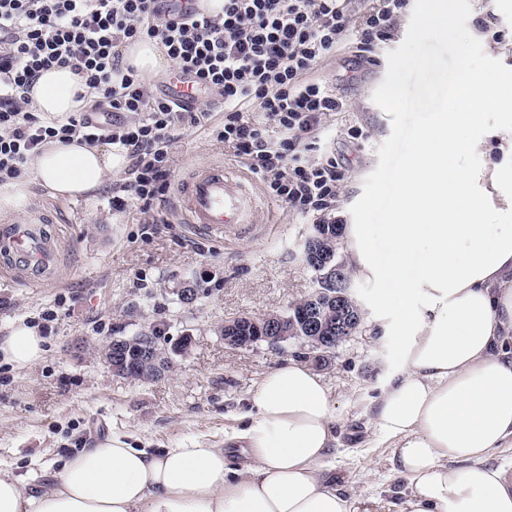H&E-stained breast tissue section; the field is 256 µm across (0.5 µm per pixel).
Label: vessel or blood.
I'll list each match as a JSON object with an SVG mask.
<instances>
[{
    "mask_svg": "<svg viewBox=\"0 0 512 512\" xmlns=\"http://www.w3.org/2000/svg\"><path fill=\"white\" fill-rule=\"evenodd\" d=\"M167 91L186 103L203 93L187 76L171 72ZM178 207L187 223L215 235H225L252 223L257 196L244 182L230 177L222 166L195 167L178 186ZM61 242L40 222L8 224L0 228V269L29 283L49 282L58 267Z\"/></svg>",
    "mask_w": 512,
    "mask_h": 512,
    "instance_id": "obj_1",
    "label": "vessel or blood"
}]
</instances>
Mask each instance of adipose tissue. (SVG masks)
I'll return each mask as SVG.
<instances>
[{"mask_svg":"<svg viewBox=\"0 0 512 512\" xmlns=\"http://www.w3.org/2000/svg\"><path fill=\"white\" fill-rule=\"evenodd\" d=\"M83 90L70 69L55 68L31 98L49 118L90 107ZM505 96L511 86L486 78L458 82L405 158L384 223L347 227L354 273L421 295L427 312L392 310L400 366L373 413L394 471L408 481L399 512H512V482L485 462L512 446V200L496 206L479 176L452 162L458 147L478 148L468 131ZM126 164L108 147L51 144L25 178L0 188V207L11 208L32 181L63 198L97 193ZM43 343L20 324L0 337V357L28 368ZM246 402L236 435L246 463L235 476L224 449L195 442L154 453L112 435L37 489L0 470V512H388L383 497L349 493L324 475L336 414L308 364L270 369Z\"/></svg>","mask_w":512,"mask_h":512,"instance_id":"obj_1","label":"adipose tissue"}]
</instances>
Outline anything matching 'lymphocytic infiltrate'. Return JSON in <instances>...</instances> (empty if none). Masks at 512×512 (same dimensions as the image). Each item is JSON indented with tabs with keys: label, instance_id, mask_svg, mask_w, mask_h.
<instances>
[{
	"label": "lymphocytic infiltrate",
	"instance_id": "f902f5d3",
	"mask_svg": "<svg viewBox=\"0 0 512 512\" xmlns=\"http://www.w3.org/2000/svg\"><path fill=\"white\" fill-rule=\"evenodd\" d=\"M224 0L222 14L166 15L156 0H0V185L23 177L49 143L74 140L125 150L128 181L113 185L109 206L150 208L170 186L175 130L200 126L195 108L157 93L152 79L122 61V47L149 38L176 69L191 72L224 108L225 146L289 209L317 223L337 218L341 175L335 158L310 160L327 116L344 98L315 73L349 37L372 51L393 36L407 0ZM67 67L118 114L94 122L89 111L41 119L30 92L43 71Z\"/></svg>",
	"mask_w": 512,
	"mask_h": 512
}]
</instances>
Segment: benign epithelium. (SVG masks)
Segmentation results:
<instances>
[{"instance_id":"obj_1","label":"benign epithelium","mask_w":512,"mask_h":512,"mask_svg":"<svg viewBox=\"0 0 512 512\" xmlns=\"http://www.w3.org/2000/svg\"><path fill=\"white\" fill-rule=\"evenodd\" d=\"M331 238V230H315L310 233L304 243L303 258L305 263H323L329 272L336 273V292L329 293L317 290L308 299V307L300 317H288L282 313H269L260 317L239 315L224 321V342L231 346L245 345L244 338L251 331L272 346H280L288 340L291 330L288 323L300 321V334L309 342V353L320 359L318 366H324L321 359L328 358L333 349L324 345L321 334L324 331L318 312L336 306V333L355 332L360 329L363 313L350 292L352 276L347 259L339 252L325 251V243ZM99 357L112 374L132 380H138L146 373L162 372L171 363L170 354L163 350L148 348L144 351L142 361L132 364L123 356L120 341L113 339L99 350Z\"/></svg>"}]
</instances>
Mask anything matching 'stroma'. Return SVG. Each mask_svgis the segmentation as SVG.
<instances>
[{"mask_svg":"<svg viewBox=\"0 0 512 512\" xmlns=\"http://www.w3.org/2000/svg\"><path fill=\"white\" fill-rule=\"evenodd\" d=\"M469 3V32L489 56L512 68V39L493 38L496 31H512V0ZM479 18L486 31L477 29ZM409 20L406 13L397 18L393 38L374 48L372 66L362 63L351 38L317 72L351 106L325 120L327 139L309 153L313 159L335 157L342 173L336 214L347 224L365 177L378 165L376 151L391 133L390 115L371 95ZM223 128L216 104L203 127L177 131L172 186L152 205L161 219L154 227L144 225L136 203L112 214L106 188L90 197L62 198L33 183L13 210L0 212V226L32 210L42 213L47 231L63 243L54 282L27 283L0 273V336L43 311L57 312L37 365L19 370L0 360L1 469L38 485L80 448L113 433L131 435L140 448H173L192 439L221 443L225 432L239 427L245 395L262 374L301 358L303 349L294 342L282 349L264 343L232 348L219 334L225 319L285 311L314 287L303 260L313 215L280 203L243 159L225 149ZM211 162L242 178L259 199L254 223L239 235L212 238L185 224L178 210L176 182L192 167ZM187 284L200 290L189 306L175 294ZM352 287L363 323L320 371L336 405L337 437L322 469L348 492L387 493L397 512L407 481L392 471L388 443L372 421L374 402L398 365L397 341L391 316L380 306L381 287L359 276ZM156 322L165 323L172 338L190 334L188 350L174 355L172 369L160 378L112 376L95 347Z\"/></svg>","mask_w":512,"mask_h":512,"instance_id":"35a3bbf8","label":"stroma"}]
</instances>
